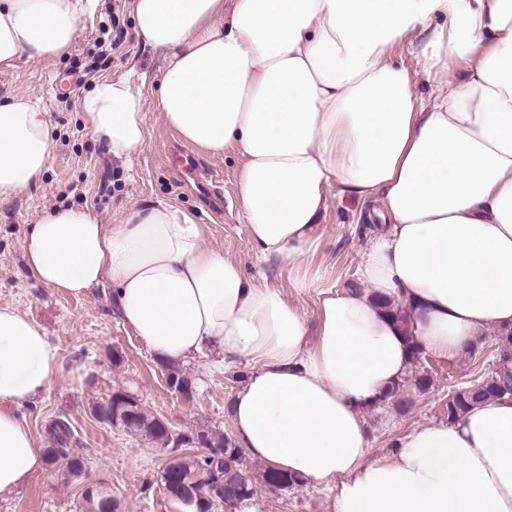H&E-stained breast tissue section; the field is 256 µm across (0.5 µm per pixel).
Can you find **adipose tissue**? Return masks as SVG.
Returning <instances> with one entry per match:
<instances>
[{"instance_id": "ef3b65f1", "label": "adipose tissue", "mask_w": 512, "mask_h": 512, "mask_svg": "<svg viewBox=\"0 0 512 512\" xmlns=\"http://www.w3.org/2000/svg\"><path fill=\"white\" fill-rule=\"evenodd\" d=\"M99 0H0V69L67 53ZM137 40L163 51L154 105L187 145L239 159L238 203L258 261L301 263L330 192L380 202L360 285L329 292L315 343L304 315L259 285L201 224L162 199L101 223L58 207L25 261L75 297L112 286L114 309L160 363L203 352L252 361L230 410L249 456L336 487L332 512H512V399L419 428L368 458L365 409L409 368L401 301L423 347L456 356L512 327V0H132ZM437 92L395 60L412 34ZM121 160L147 142L144 98L103 77L79 102ZM57 148L31 96H0V206L38 185ZM61 370L28 315L0 306V496L44 472L19 406Z\"/></svg>"}]
</instances>
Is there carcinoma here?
I'll use <instances>...</instances> for the list:
<instances>
[{"instance_id": "1", "label": "carcinoma", "mask_w": 512, "mask_h": 512, "mask_svg": "<svg viewBox=\"0 0 512 512\" xmlns=\"http://www.w3.org/2000/svg\"><path fill=\"white\" fill-rule=\"evenodd\" d=\"M380 307L392 315L404 332L411 374L387 387L369 404V408L374 410L388 406L404 416L415 406L412 393L429 391L433 386V377L429 371L418 369L427 351L410 330L407 308L392 299L383 300ZM493 359L494 363L487 371L472 380L451 386L448 397L441 403L447 421L458 420L487 400L512 396V351L497 348ZM166 371L168 385L176 386L185 398H191L192 381L182 370L169 364ZM107 424L143 435L153 442H168L166 428L160 423L159 417L148 413L138 402H127L120 421L110 419ZM48 433L50 443L44 449L46 462L66 469L72 479L82 478L85 464L83 458L70 448L73 433L68 420L60 417L53 420L48 425ZM185 436L202 441L208 448L206 455H182L175 461L179 482L194 492L192 512H212L221 502L233 505L251 498L255 491L254 480L243 468L241 449L230 435L213 429H198L186 432ZM259 481L272 491H285L302 485L297 477L272 467L263 470Z\"/></svg>"}]
</instances>
